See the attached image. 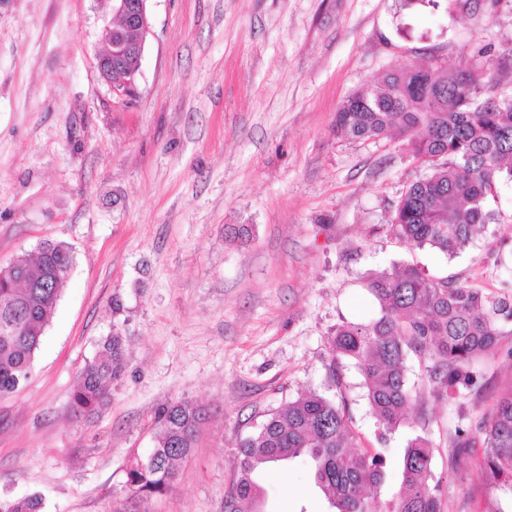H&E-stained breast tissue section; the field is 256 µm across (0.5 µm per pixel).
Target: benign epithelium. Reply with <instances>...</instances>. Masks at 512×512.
Here are the masks:
<instances>
[{
    "instance_id": "obj_1",
    "label": "benign epithelium",
    "mask_w": 512,
    "mask_h": 512,
    "mask_svg": "<svg viewBox=\"0 0 512 512\" xmlns=\"http://www.w3.org/2000/svg\"><path fill=\"white\" fill-rule=\"evenodd\" d=\"M115 21L104 26V52L98 57L100 77L120 98L132 99L138 93L145 44L151 33L148 0H109ZM125 73V79L112 82V70Z\"/></svg>"
}]
</instances>
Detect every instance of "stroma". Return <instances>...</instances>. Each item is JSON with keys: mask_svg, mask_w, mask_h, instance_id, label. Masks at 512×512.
<instances>
[{"mask_svg": "<svg viewBox=\"0 0 512 512\" xmlns=\"http://www.w3.org/2000/svg\"><path fill=\"white\" fill-rule=\"evenodd\" d=\"M138 95L97 71L107 0H0V269L45 240L75 256L32 375L0 398V495L44 512H222L240 439L265 414L316 392L345 399L361 449L386 459L379 495L400 488L411 437L434 443L441 512H484L476 459L453 467L456 428L476 426L512 362L488 357L457 401L410 406L384 433L364 379L333 360L336 325L378 316L371 272L411 264L432 278L512 285V187L457 255L415 248L390 227L427 169L405 135L336 130L352 93L392 70L491 67L512 96V0L492 15L425 0H148ZM228 224L250 225L245 243ZM120 332L126 369L91 421L71 414L84 366ZM183 399L205 420L178 479L147 502L122 493L156 412ZM265 512H328L308 467L261 476Z\"/></svg>", "mask_w": 512, "mask_h": 512, "instance_id": "35a3bbf8", "label": "stroma"}]
</instances>
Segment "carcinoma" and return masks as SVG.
Wrapping results in <instances>:
<instances>
[{
  "instance_id": "1",
  "label": "carcinoma",
  "mask_w": 512,
  "mask_h": 512,
  "mask_svg": "<svg viewBox=\"0 0 512 512\" xmlns=\"http://www.w3.org/2000/svg\"><path fill=\"white\" fill-rule=\"evenodd\" d=\"M462 10L497 12L502 0H452ZM489 73L459 69L441 73L409 67L351 94L336 112V128L359 140L398 131L429 173L413 182L393 207L391 229L412 246H428L453 256L472 239L476 227L493 219L487 195L512 184V97L493 93ZM73 264L63 243L45 241L33 254L13 261L0 274V397L18 390L31 374L61 287ZM363 287L380 316L336 325L333 358H347L361 372L368 402L384 430L398 428L412 398L406 358L427 361V398L456 399L475 385L477 361L502 349V325L512 324V295L429 278L403 265L371 273ZM125 369L123 338L116 333L100 344L80 374L72 394L75 418L88 419L106 405L109 385ZM159 435L153 448L130 454L123 491L148 500L166 493L177 480L176 463L194 447L204 412L176 399L157 413ZM455 463L479 449L477 463L487 490L512 491V384L498 391L476 433L456 430ZM239 472L224 493V512H257L265 497L259 474L271 465L303 459L332 512H377L385 479L383 457L357 450L345 405L315 392L270 413L242 439ZM434 445L411 438L401 460L398 496L386 512H440V484L433 474ZM42 498L0 497V512H42Z\"/></svg>"
}]
</instances>
